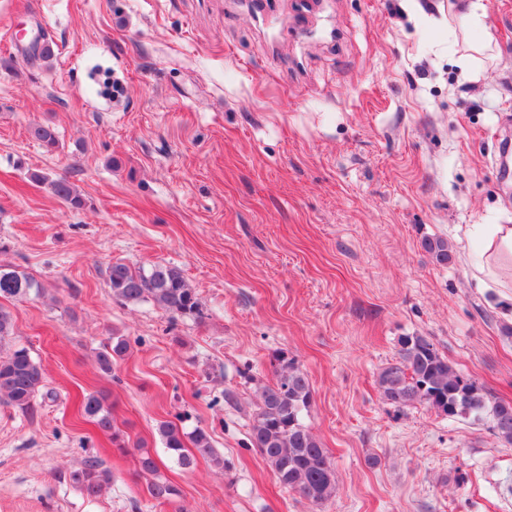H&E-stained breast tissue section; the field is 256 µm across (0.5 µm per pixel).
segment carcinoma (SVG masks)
<instances>
[{
  "label": "carcinoma",
  "instance_id": "obj_1",
  "mask_svg": "<svg viewBox=\"0 0 512 512\" xmlns=\"http://www.w3.org/2000/svg\"><path fill=\"white\" fill-rule=\"evenodd\" d=\"M30 133L47 148L58 143L50 126L36 124ZM50 188L73 209L85 205L65 178L50 182ZM423 247L437 263H448V242L426 238ZM106 275L112 296L124 305L151 301L173 320L203 315L197 291L177 267L154 264L148 269H135L115 262L108 266ZM42 292L41 285L27 275L0 266V299L22 301ZM399 345V360L383 368L378 377L384 399L399 408L424 403L450 418L471 417L478 422L486 419L491 431L512 445V402L494 398L476 381L455 372L427 337L403 336ZM128 348V341L122 337L108 340L97 354L100 369L112 372ZM273 363L276 380L262 391L261 402L253 414L250 445L258 450L283 489L321 505L336 492V473L326 449L303 421L312 401L309 379L282 352L273 355ZM43 388L45 375L41 364L32 357L29 348L15 343L13 314L0 304V403L28 411ZM78 408L83 418L110 434L112 444L125 448L124 437L115 428L112 407L106 404L104 395L85 393ZM159 433L164 447L176 454L181 467H192L198 454L224 468V457L216 453L206 428L197 426L187 433L172 421H162ZM187 441L194 451L185 450ZM138 463L139 472L152 477L146 486L149 497L160 506L173 502L179 492L171 483L157 478L155 458L144 453ZM111 478L110 471L94 455L87 456L82 466L70 473L71 483L88 496L98 495Z\"/></svg>",
  "mask_w": 512,
  "mask_h": 512
}]
</instances>
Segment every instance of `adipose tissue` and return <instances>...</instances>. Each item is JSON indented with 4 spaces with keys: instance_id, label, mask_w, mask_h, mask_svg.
<instances>
[{
    "instance_id": "ef3b65f1",
    "label": "adipose tissue",
    "mask_w": 512,
    "mask_h": 512,
    "mask_svg": "<svg viewBox=\"0 0 512 512\" xmlns=\"http://www.w3.org/2000/svg\"><path fill=\"white\" fill-rule=\"evenodd\" d=\"M472 277L480 288L512 289V224H476Z\"/></svg>"
}]
</instances>
